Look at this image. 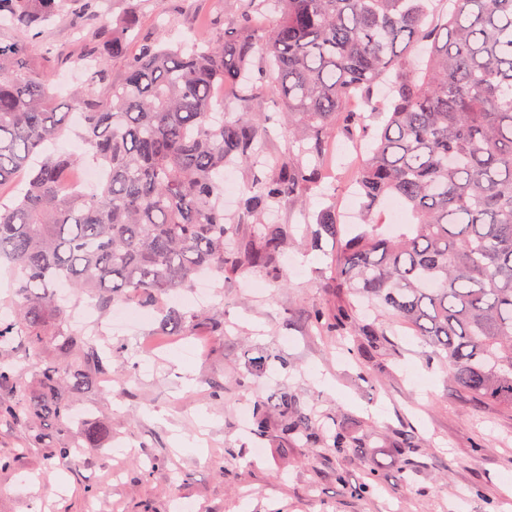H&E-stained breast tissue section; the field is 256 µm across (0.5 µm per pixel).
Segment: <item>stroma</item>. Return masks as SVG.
<instances>
[{
	"mask_svg": "<svg viewBox=\"0 0 512 512\" xmlns=\"http://www.w3.org/2000/svg\"><path fill=\"white\" fill-rule=\"evenodd\" d=\"M237 0H168L143 11L144 34L164 23L169 43L199 29L205 15H234ZM368 139L337 136L332 172L323 190L309 193L304 208L281 205L264 223L289 225L297 246L280 260L288 288L276 287L261 271L232 279L222 290L224 333L157 338L159 349L142 363L140 347L161 314L148 308L147 325L106 331L99 344L123 346L114 370L135 367L132 381L113 380L111 393L89 386L80 397L83 415L46 427L38 438L0 421V512H179L178 500L201 512H512V410L480 402L452 380L448 365L429 358L411 328L381 316L377 348L347 355L336 339L309 323L312 308L333 304L325 286V255L303 241L306 225L335 207L344 228L364 223L361 199L346 203L356 164ZM285 354L290 371L248 390L238 378L249 358ZM224 386L223 401L210 395L211 382ZM281 384L313 406L322 423L351 417L360 446L343 457H325L318 448H265L251 455V439L239 423L241 406ZM90 421L107 426L103 448L75 458L67 468L46 460V449L72 440ZM418 432L411 484L396 480L399 464L388 450L396 431ZM377 457L380 478L371 495L350 496L347 485L365 479L367 461ZM161 464L144 474L151 459ZM347 482L339 484L337 472ZM96 488L86 498L84 483ZM251 497H242V490Z\"/></svg>",
	"mask_w": 512,
	"mask_h": 512,
	"instance_id": "35a3bbf8",
	"label": "stroma"
}]
</instances>
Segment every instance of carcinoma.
I'll use <instances>...</instances> for the list:
<instances>
[{
    "label": "carcinoma",
    "mask_w": 512,
    "mask_h": 512,
    "mask_svg": "<svg viewBox=\"0 0 512 512\" xmlns=\"http://www.w3.org/2000/svg\"><path fill=\"white\" fill-rule=\"evenodd\" d=\"M98 28L78 56L88 87L60 100L50 93L55 72L34 64L31 42L67 14L82 31L105 14L104 0H0V188L19 174L25 188L0 202V259L10 265L12 295L0 315V418L40 431L69 419L84 386L112 378V359L71 328L56 288L97 299L106 312L120 303L154 305L189 291L209 273L217 287L247 270H271L287 287L279 258L288 250L285 224H261L263 215L304 195L325 176L327 140L361 120L347 109L357 93L384 115L359 187L373 212L399 199L414 222L389 234L366 224L340 242L327 264L338 305L310 318L330 336H361L362 350L379 343L382 329L353 313V301L389 312L448 363L455 383L473 397L512 409V0H454V9L428 28L430 0H239L224 32L203 44L174 46L164 29L138 39V8ZM277 14L264 27L251 19ZM430 43L421 78L406 77L402 55ZM123 66L116 73L112 61ZM258 71L284 106L281 122L297 152H266L267 116L253 108ZM395 76V96L373 101L374 86ZM237 91L236 119L216 122L213 89ZM104 171L89 194L71 173L80 155L45 149L71 128ZM227 165L255 172L237 223L217 203ZM339 237L336 211L317 217L314 236ZM170 328L224 335L215 310L171 307L159 331ZM58 359L41 368L39 392L4 347L21 341L37 350L45 337ZM280 355L248 359L239 378L249 387ZM252 434L273 448H320L346 455L357 447L348 427L317 425L285 388L254 402ZM107 437L89 422L80 440L46 450V459L75 458V448H97ZM415 432L391 443L407 481ZM378 469L350 494L374 490Z\"/></svg>",
    "instance_id": "carcinoma-1"
}]
</instances>
